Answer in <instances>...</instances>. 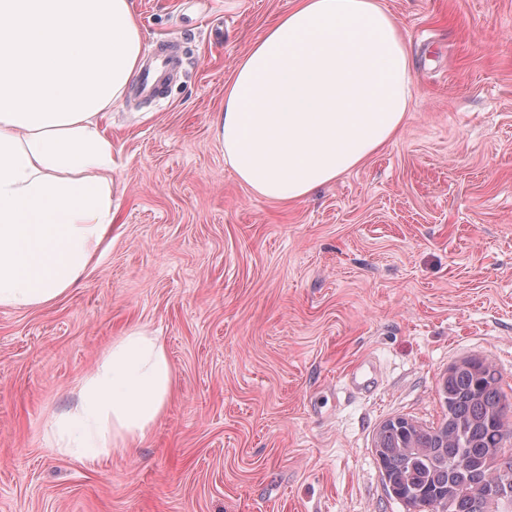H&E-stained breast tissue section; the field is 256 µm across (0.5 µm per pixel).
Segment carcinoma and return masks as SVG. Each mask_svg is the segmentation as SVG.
<instances>
[{
  "label": "carcinoma",
  "mask_w": 512,
  "mask_h": 512,
  "mask_svg": "<svg viewBox=\"0 0 512 512\" xmlns=\"http://www.w3.org/2000/svg\"><path fill=\"white\" fill-rule=\"evenodd\" d=\"M441 420L399 416L374 438L384 491L404 512H512V404L488 361L445 376Z\"/></svg>",
  "instance_id": "carcinoma-1"
}]
</instances>
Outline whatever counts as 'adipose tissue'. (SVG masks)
I'll list each match as a JSON object with an SVG mask.
<instances>
[{"mask_svg": "<svg viewBox=\"0 0 512 512\" xmlns=\"http://www.w3.org/2000/svg\"><path fill=\"white\" fill-rule=\"evenodd\" d=\"M409 41L381 0H295L238 62L213 121L255 194L301 201L393 143L411 110ZM133 0H0V308L53 303L100 254L123 193L106 109L135 76ZM161 337L120 336L55 417V448L147 437L173 392Z\"/></svg>", "mask_w": 512, "mask_h": 512, "instance_id": "obj_1", "label": "adipose tissue"}]
</instances>
